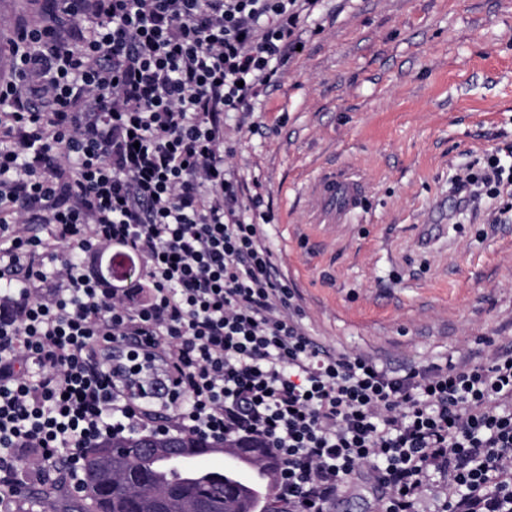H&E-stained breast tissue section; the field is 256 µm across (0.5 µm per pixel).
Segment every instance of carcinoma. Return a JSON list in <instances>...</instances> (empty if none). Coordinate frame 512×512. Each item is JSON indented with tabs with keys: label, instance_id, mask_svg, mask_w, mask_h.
<instances>
[{
	"label": "carcinoma",
	"instance_id": "cac0c4a2",
	"mask_svg": "<svg viewBox=\"0 0 512 512\" xmlns=\"http://www.w3.org/2000/svg\"><path fill=\"white\" fill-rule=\"evenodd\" d=\"M231 453L247 457L276 483L278 462L260 441H242ZM167 452H143L129 437L106 440L84 452V467L93 480L83 485L85 512H195L204 502L208 512H274L276 495L259 505L251 493L227 478L211 481L173 479L157 470Z\"/></svg>",
	"mask_w": 512,
	"mask_h": 512
}]
</instances>
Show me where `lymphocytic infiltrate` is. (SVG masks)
Returning a JSON list of instances; mask_svg holds the SVG:
<instances>
[{
  "label": "lymphocytic infiltrate",
  "instance_id": "lymphocytic-infiltrate-1",
  "mask_svg": "<svg viewBox=\"0 0 512 512\" xmlns=\"http://www.w3.org/2000/svg\"><path fill=\"white\" fill-rule=\"evenodd\" d=\"M0 76V507L19 461L154 431L262 441L282 512H512V351L396 372L322 348L225 164L224 116L278 82L320 0H37ZM495 156L452 185L495 194ZM137 282L84 270L109 251ZM370 490L361 484L354 485L338 501L333 512H370Z\"/></svg>",
  "mask_w": 512,
  "mask_h": 512
}]
</instances>
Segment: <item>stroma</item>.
Masks as SVG:
<instances>
[{"mask_svg": "<svg viewBox=\"0 0 512 512\" xmlns=\"http://www.w3.org/2000/svg\"><path fill=\"white\" fill-rule=\"evenodd\" d=\"M303 42L226 130L307 332L393 370L511 348L512 184L461 209L451 178L490 155L512 171V0H321ZM333 171L363 197L330 224L315 182ZM39 489L81 512L52 470L26 476L13 512H41Z\"/></svg>", "mask_w": 512, "mask_h": 512, "instance_id": "1", "label": "stroma"}]
</instances>
